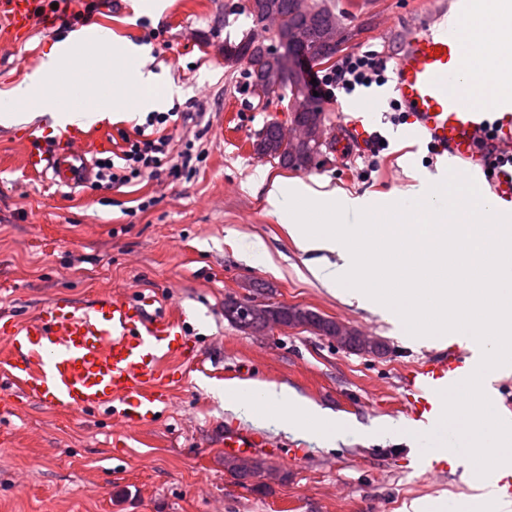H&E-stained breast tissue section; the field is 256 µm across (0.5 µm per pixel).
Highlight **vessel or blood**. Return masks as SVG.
Returning a JSON list of instances; mask_svg holds the SVG:
<instances>
[{"label":"vessel or blood","instance_id":"obj_1","mask_svg":"<svg viewBox=\"0 0 512 512\" xmlns=\"http://www.w3.org/2000/svg\"><path fill=\"white\" fill-rule=\"evenodd\" d=\"M36 0H0L6 32L26 38L36 21ZM474 13L471 0H426L416 9L395 56L393 94L403 103L417 135L439 151L469 159L474 141L496 126L499 152L512 158V47L487 67L471 51L466 33ZM35 133L23 138V167L50 183L76 188L93 176L94 152L110 148L104 128H67L52 150L38 147ZM151 299L116 294L90 304L69 297L45 303L23 320L0 315V393L66 414L101 408L120 423L143 422L170 400L165 382L168 360L184 351V314L152 310ZM477 359L457 345L438 352L401 376L404 411L421 430H434L443 412L441 393L469 377ZM267 437L244 429L224 434L233 456L263 448ZM426 470L444 475L455 452L419 448Z\"/></svg>","mask_w":512,"mask_h":512}]
</instances>
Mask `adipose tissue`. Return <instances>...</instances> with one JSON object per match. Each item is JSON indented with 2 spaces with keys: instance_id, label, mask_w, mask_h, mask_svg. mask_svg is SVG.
<instances>
[{
  "instance_id": "1",
  "label": "adipose tissue",
  "mask_w": 512,
  "mask_h": 512,
  "mask_svg": "<svg viewBox=\"0 0 512 512\" xmlns=\"http://www.w3.org/2000/svg\"><path fill=\"white\" fill-rule=\"evenodd\" d=\"M90 33L84 27L70 32L66 40L51 47L37 71L10 89L0 91V125L11 127L28 124L45 117L54 128L69 125L85 128L100 121L111 120L115 114L129 111L133 107L149 111L163 104L164 97L157 92L162 84L160 75L141 66L105 84L90 80L86 73L87 65L80 54L67 49L68 44L83 40ZM91 34L114 56L136 55L140 52L134 44L113 43L112 34L108 30L100 28ZM61 71L67 75L66 85L48 89L47 75ZM71 92L78 96L79 106L74 109L62 108V99ZM266 193L268 204L286 218L288 232L299 249L304 252H321V259L309 267L311 274L325 287H347L352 299L366 301L368 294L358 283L364 261L363 253L350 249L335 225H327L319 234L309 232L292 203L303 200L311 206L327 208L338 216L351 212L366 215L373 210L370 199L349 197L333 190H318L300 181L290 184L271 181ZM327 251L338 253L340 263L334 264L324 259L323 254ZM223 394L226 403L248 409L258 423L263 422L272 409L277 410L281 419L293 427L310 419L325 425L332 422L325 411L304 404L284 387L277 389L252 381L245 385L226 387Z\"/></svg>"
}]
</instances>
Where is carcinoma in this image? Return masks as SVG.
Segmentation results:
<instances>
[{
    "instance_id": "obj_1",
    "label": "carcinoma",
    "mask_w": 512,
    "mask_h": 512,
    "mask_svg": "<svg viewBox=\"0 0 512 512\" xmlns=\"http://www.w3.org/2000/svg\"><path fill=\"white\" fill-rule=\"evenodd\" d=\"M249 9L254 29L266 30L265 20L278 18L287 33L302 37L299 48L288 60L278 61L270 55L268 39L251 32L238 41L224 40V48L236 51L230 66H239L245 72V87L258 98L276 84L279 97L288 101V113L301 128L312 130L324 126L326 115L323 112H310L306 97L309 89L302 76L296 71V63L301 61L314 67H330L335 64L336 43L334 32L336 21L348 20L350 13L340 10L334 0H253ZM255 152L269 153L283 168L302 169L303 151L301 145L288 140L282 125L270 121L263 126V138ZM344 345L360 354H375L382 344H368L364 337L351 334ZM263 467V461L246 460L240 457H224V468L242 485L256 492L264 490V485L252 482L254 473Z\"/></svg>"
}]
</instances>
